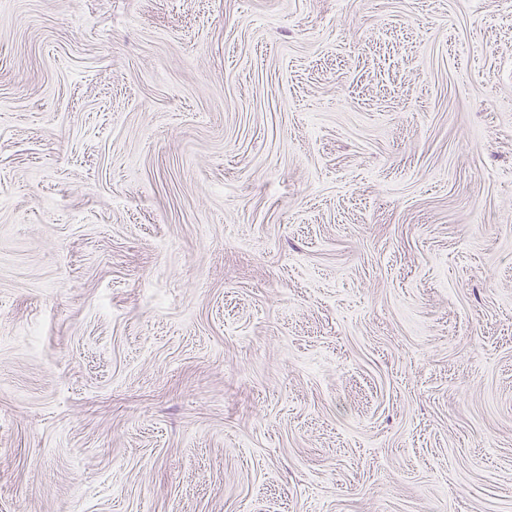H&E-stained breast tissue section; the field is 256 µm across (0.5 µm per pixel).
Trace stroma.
<instances>
[{
  "instance_id": "stroma-1",
  "label": "stroma",
  "mask_w": 512,
  "mask_h": 512,
  "mask_svg": "<svg viewBox=\"0 0 512 512\" xmlns=\"http://www.w3.org/2000/svg\"><path fill=\"white\" fill-rule=\"evenodd\" d=\"M0 512H512V0H0Z\"/></svg>"
}]
</instances>
